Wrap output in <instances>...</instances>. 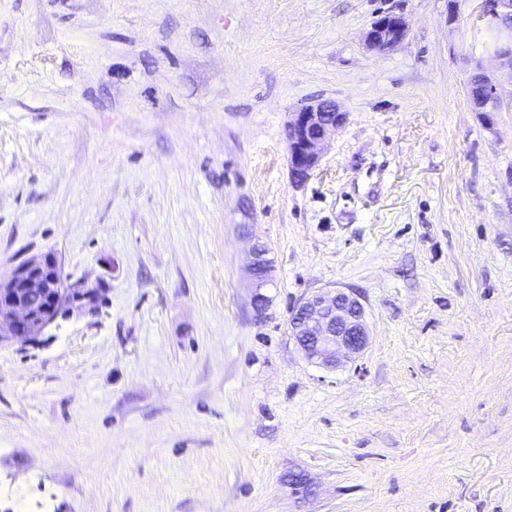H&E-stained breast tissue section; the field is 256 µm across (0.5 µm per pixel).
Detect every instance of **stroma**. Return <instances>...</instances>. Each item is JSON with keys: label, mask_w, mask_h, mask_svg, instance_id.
Returning <instances> with one entry per match:
<instances>
[{"label": "stroma", "mask_w": 512, "mask_h": 512, "mask_svg": "<svg viewBox=\"0 0 512 512\" xmlns=\"http://www.w3.org/2000/svg\"><path fill=\"white\" fill-rule=\"evenodd\" d=\"M387 9L409 34L374 53ZM471 9L0 0V276L52 252L108 286L0 348V512H512V110L468 95L512 72ZM334 289L370 341L328 370L289 320ZM479 73L486 74L485 71L477 68ZM487 82L479 85H471L470 97L476 112H501L503 103V87L498 81L490 77ZM345 121L346 112L335 101L305 105L293 113L288 150L295 181H305L317 168L325 143ZM268 249L263 242L257 241L251 252L250 272L254 280L255 293L253 295L254 306L259 315L268 307L269 297L262 292L268 283H264L266 273L270 270Z\"/></svg>", "instance_id": "stroma-1"}]
</instances>
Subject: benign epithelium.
<instances>
[{
	"label": "benign epithelium",
	"mask_w": 512,
	"mask_h": 512,
	"mask_svg": "<svg viewBox=\"0 0 512 512\" xmlns=\"http://www.w3.org/2000/svg\"><path fill=\"white\" fill-rule=\"evenodd\" d=\"M473 22L496 34L495 43L485 53L512 71V0H476ZM409 32L405 17L392 10L377 15L365 32L364 43L374 52H385L402 43ZM474 111L499 112L503 87L493 78L470 92ZM346 121V113L334 101H322L301 107L288 124L289 159L293 179L305 181L317 168L325 143ZM270 270L268 249L258 241L251 252L250 272L254 280V306L258 314L268 307L263 293ZM103 284L86 279L69 280L58 258L50 253L22 262L13 273L0 277V346L32 343L59 318L88 313L84 302L99 297ZM292 338L310 362L334 368L341 362L361 358L368 340L366 311L353 294L337 290L317 292L294 309Z\"/></svg>",
	"instance_id": "benign-epithelium-1"
}]
</instances>
